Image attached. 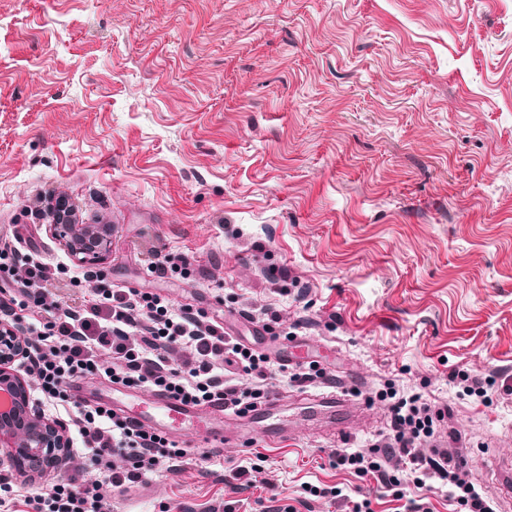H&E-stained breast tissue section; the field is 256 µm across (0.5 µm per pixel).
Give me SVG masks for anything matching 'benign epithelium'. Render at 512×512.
I'll list each match as a JSON object with an SVG mask.
<instances>
[{
  "instance_id": "1",
  "label": "benign epithelium",
  "mask_w": 512,
  "mask_h": 512,
  "mask_svg": "<svg viewBox=\"0 0 512 512\" xmlns=\"http://www.w3.org/2000/svg\"><path fill=\"white\" fill-rule=\"evenodd\" d=\"M51 228L79 264H98L111 251L110 224H53ZM25 349L26 339L0 320V392L12 397L11 406L0 408V465L6 462L21 473L59 471L70 460L66 427L30 407L28 383L13 368Z\"/></svg>"
}]
</instances>
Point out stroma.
<instances>
[{"label": "stroma", "instance_id": "1", "mask_svg": "<svg viewBox=\"0 0 512 512\" xmlns=\"http://www.w3.org/2000/svg\"><path fill=\"white\" fill-rule=\"evenodd\" d=\"M54 189L110 216L104 263L26 218ZM17 232L59 268V304L101 275L235 315L247 342L271 308L289 354L363 380L351 422L276 372L292 439L190 449L104 485L112 512H341L308 484L403 512L332 463L383 432L387 384L447 408L477 490L512 512V0H0V248ZM154 249L192 264L158 278ZM239 466L257 470L240 496Z\"/></svg>", "mask_w": 512, "mask_h": 512}]
</instances>
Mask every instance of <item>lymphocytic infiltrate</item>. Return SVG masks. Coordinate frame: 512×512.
Listing matches in <instances>:
<instances>
[{
    "label": "lymphocytic infiltrate",
    "instance_id": "1",
    "mask_svg": "<svg viewBox=\"0 0 512 512\" xmlns=\"http://www.w3.org/2000/svg\"><path fill=\"white\" fill-rule=\"evenodd\" d=\"M18 263L15 251L0 249V319L18 321L19 309L34 303L26 330L35 336L27 367L37 390L51 404H69L72 382L108 370L131 387L164 393L193 404L220 403L225 413L243 416L273 394L271 359L225 335L222 323L192 307H173L156 294L118 288L98 281L78 308L48 309L47 283L54 274L47 264L27 263L20 289L9 288ZM111 367H104V358ZM247 378L250 388L233 383ZM445 409L421 397L401 399L390 407L387 434L370 454L338 451L336 466L371 478L395 500L404 497L401 473L410 472L416 486L437 479L448 484L454 500L467 512H493L489 499L469 479L460 437L449 432L448 447L433 448L435 420ZM72 421L91 465L105 470L113 490L124 492L146 484L151 476L172 470L185 457L174 441L102 405H77ZM26 512H110L96 482L82 471L66 474L46 492L24 499Z\"/></svg>",
    "mask_w": 512,
    "mask_h": 512
}]
</instances>
